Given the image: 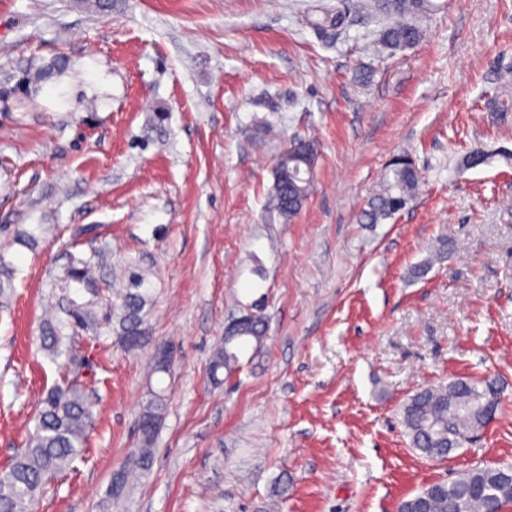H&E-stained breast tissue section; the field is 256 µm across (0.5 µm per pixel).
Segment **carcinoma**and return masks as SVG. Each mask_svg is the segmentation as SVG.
Wrapping results in <instances>:
<instances>
[{
	"instance_id": "carcinoma-1",
	"label": "carcinoma",
	"mask_w": 512,
	"mask_h": 512,
	"mask_svg": "<svg viewBox=\"0 0 512 512\" xmlns=\"http://www.w3.org/2000/svg\"><path fill=\"white\" fill-rule=\"evenodd\" d=\"M426 0H383L380 7L393 14V20L382 31L379 42L391 49H402L418 43L423 30L409 20L420 12ZM341 11L326 12L316 22L324 31H334L344 24ZM318 154L314 139H298L291 150L277 156L272 201L280 217L295 218L307 202L313 180H302L300 171L310 169ZM420 176L402 155L390 164L385 185L364 211L361 221L378 224L406 207L416 196ZM106 261L102 249L84 259L70 256L61 278L62 287L71 284L87 286L92 271ZM13 270L0 262V305L8 302L12 293ZM125 287L119 292L120 305L100 311L95 299L78 302L67 299L58 307L64 317H50L44 323L42 350L62 370L60 378L47 390L40 401L34 431L26 447L15 456L8 470L0 477V512H30L33 501L49 481L73 469L86 453L88 435L94 425L93 404L85 384L79 381L83 361L73 345L76 331L114 334L129 352L152 345L148 326L150 307L146 274L130 265L124 271ZM269 332L268 318L257 311L237 336L224 337L209 363L211 380L223 381L224 372L238 366L239 352L252 348L251 358L261 356ZM166 407V389L151 388L140 420V447L135 449L121 469L116 471L107 487L101 507L112 510V503L126 492L129 476L151 468L154 442ZM504 402L495 379L475 381L457 377L446 385L429 387L416 392L404 406L403 424L410 446L424 458L444 460L478 436L496 415L503 412ZM512 506V467L476 466L451 482L438 481L424 486L414 496L402 500L397 512H489Z\"/></svg>"
}]
</instances>
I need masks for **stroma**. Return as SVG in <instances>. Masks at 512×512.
<instances>
[{
	"label": "stroma",
	"mask_w": 512,
	"mask_h": 512,
	"mask_svg": "<svg viewBox=\"0 0 512 512\" xmlns=\"http://www.w3.org/2000/svg\"><path fill=\"white\" fill-rule=\"evenodd\" d=\"M361 0H0V471L24 448L59 376L40 347L68 254L109 247L96 287L148 270L155 342L173 345L151 469L118 512H396L427 484L512 465V410L443 461L409 445L416 390L491 377L512 406V0H433L423 39L373 44L386 15ZM344 6V26L314 22ZM68 69L41 80L52 58ZM319 153L289 223L270 188L297 137ZM480 148L486 163L470 167ZM416 199L360 221L390 160ZM24 229L35 246L18 243ZM270 319L263 355L223 385L224 327ZM94 402L88 453L34 512H98L138 446L150 351L80 333Z\"/></svg>",
	"instance_id": "35a3bbf8"
}]
</instances>
